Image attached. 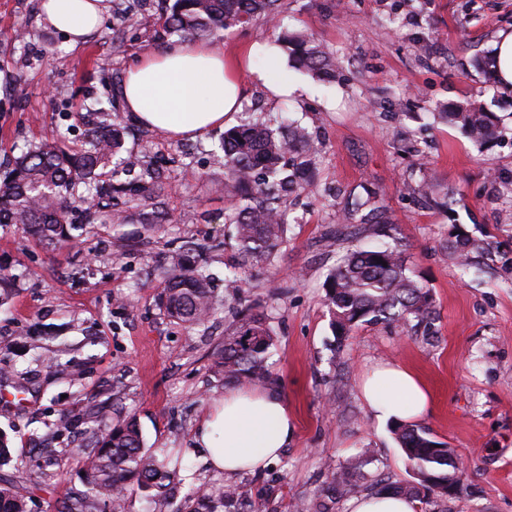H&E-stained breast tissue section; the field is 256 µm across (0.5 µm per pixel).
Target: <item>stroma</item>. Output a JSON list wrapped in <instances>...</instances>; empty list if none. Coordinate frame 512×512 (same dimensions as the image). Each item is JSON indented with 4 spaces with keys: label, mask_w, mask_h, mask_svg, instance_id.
<instances>
[{
    "label": "stroma",
    "mask_w": 512,
    "mask_h": 512,
    "mask_svg": "<svg viewBox=\"0 0 512 512\" xmlns=\"http://www.w3.org/2000/svg\"><path fill=\"white\" fill-rule=\"evenodd\" d=\"M40 0H0V163L63 132L82 144L81 119L95 100L119 95L123 75L166 39L122 23L137 0H104L99 29L79 47L47 25ZM280 26L257 20L218 36L225 52L278 42L301 31L333 50L339 77L326 83L286 70L298 88L274 96L251 75L234 123L289 113L311 131L318 185L289 201L288 241L275 262L251 270V296L272 316L273 385L296 421L278 461L258 473L224 476L193 448L200 417L225 395L211 369L223 317L187 327L160 309V265L169 249L205 248L213 273L233 254L224 198L210 190L224 168L211 156L220 133L173 140L132 125L136 142L168 160L175 187L169 224L157 232L98 226L49 250L0 226V270L14 276L0 306V433L10 460L0 480L22 485L28 512H105L84 496L81 462L95 417L136 415L147 448L177 452L168 500L137 491L126 512H177L200 483L237 488L261 512L317 504L322 486L354 456L362 493L412 472L389 425L361 396L375 367L413 370L430 396L419 424L447 442L464 466L460 492L435 512H512V90L487 83L478 59L512 31V0H280ZM23 94H16V87ZM472 103L497 115L500 139L484 150L448 124L451 107ZM378 189L391 226L352 224L347 211L363 185ZM486 238L479 270L462 274L445 254L454 229ZM399 246L430 288L435 314L414 328L359 326L333 346L325 283L350 250ZM68 415L69 426L58 424Z\"/></svg>",
    "instance_id": "35a3bbf8"
}]
</instances>
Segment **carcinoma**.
Returning <instances> with one entry per match:
<instances>
[{
	"mask_svg": "<svg viewBox=\"0 0 512 512\" xmlns=\"http://www.w3.org/2000/svg\"><path fill=\"white\" fill-rule=\"evenodd\" d=\"M278 15L279 0H173L167 12L144 10L134 23L159 26L181 39L207 40L259 18L275 21ZM282 46L299 68L320 80L336 79L335 57L314 37L289 33ZM445 117L480 145L499 137L491 112L460 104ZM126 133L119 108L99 101L88 114L82 145L53 140L29 148L0 177V224H14L24 235L56 247L83 236L92 224L131 221L154 231L166 223L164 200L170 185L163 161L144 146L126 147ZM221 148L218 161L224 166V183L215 190L227 199L224 223L233 227L237 251V260L224 272V302L231 304L251 287L248 267L273 263L287 241L288 196L315 188L309 174L316 146L299 121L282 119L228 128ZM357 206L384 223L377 192L365 190ZM447 250L467 272L476 267L475 259L487 252V246L482 239L458 233ZM163 269L165 287L159 303L168 317L195 326L216 313L213 277L186 262L185 248L170 250ZM326 302L339 343L363 323L421 324L434 314L431 290L396 245L349 252L330 274ZM273 347L271 318L264 307L256 304L236 313L224 330V345L214 364L224 388L268 382ZM391 430L411 467L413 482L386 483L381 490L416 500L422 510L448 498V477L461 474L454 450L416 424L397 423ZM363 464L360 458L350 459L333 474L324 496L334 503L357 493L350 475ZM83 472L88 495L112 502L113 512H124L125 498L134 487L157 500L167 498L176 477L166 460L144 448L133 415L95 421ZM237 503L236 489L227 488L216 497L200 484L184 501V512H259L256 506L238 509ZM0 512H26L24 490L0 485Z\"/></svg>",
	"mask_w": 512,
	"mask_h": 512,
	"instance_id": "1",
	"label": "carcinoma"
}]
</instances>
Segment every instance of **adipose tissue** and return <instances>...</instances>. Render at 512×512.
Returning a JSON list of instances; mask_svg holds the SVG:
<instances>
[{
    "instance_id": "obj_1",
    "label": "adipose tissue",
    "mask_w": 512,
    "mask_h": 512,
    "mask_svg": "<svg viewBox=\"0 0 512 512\" xmlns=\"http://www.w3.org/2000/svg\"><path fill=\"white\" fill-rule=\"evenodd\" d=\"M103 0H42V17L71 44L97 31ZM244 56L229 57L212 42H174L141 55L122 81L123 108L139 125L174 139L221 128L242 106ZM381 422L422 418L429 397L412 371L385 364L362 385ZM295 434L288 404L275 389L243 388L225 395L200 419L194 445L210 469L231 477L272 465Z\"/></svg>"
}]
</instances>
